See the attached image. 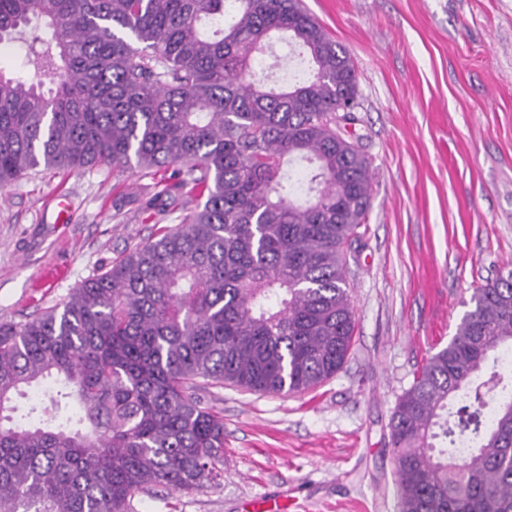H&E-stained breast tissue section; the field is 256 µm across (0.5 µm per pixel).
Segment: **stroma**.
Here are the masks:
<instances>
[{
    "label": "stroma",
    "mask_w": 512,
    "mask_h": 512,
    "mask_svg": "<svg viewBox=\"0 0 512 512\" xmlns=\"http://www.w3.org/2000/svg\"><path fill=\"white\" fill-rule=\"evenodd\" d=\"M357 71L343 128L371 161L347 250L356 317L343 368L296 394L198 395L224 417L215 485L137 495V512H399L389 424L476 288L512 269V0H304ZM139 170H54L0 188V322L66 300L156 228Z\"/></svg>",
    "instance_id": "35a3bbf8"
}]
</instances>
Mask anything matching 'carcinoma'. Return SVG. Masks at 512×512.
Segmentation results:
<instances>
[{
  "instance_id": "1",
  "label": "carcinoma",
  "mask_w": 512,
  "mask_h": 512,
  "mask_svg": "<svg viewBox=\"0 0 512 512\" xmlns=\"http://www.w3.org/2000/svg\"><path fill=\"white\" fill-rule=\"evenodd\" d=\"M281 39L313 65L286 88L253 79ZM14 41L55 90L0 71V187L38 167L172 166L145 208L181 216L66 301L0 322V512H135L138 493L220 475L224 417L200 381L291 394L344 365L346 247L370 207V160L336 133L356 70L301 0H0ZM297 159L302 179L283 169ZM470 303L392 413L399 512H512L496 355L512 270ZM40 386L39 422L20 423L14 398Z\"/></svg>"
}]
</instances>
